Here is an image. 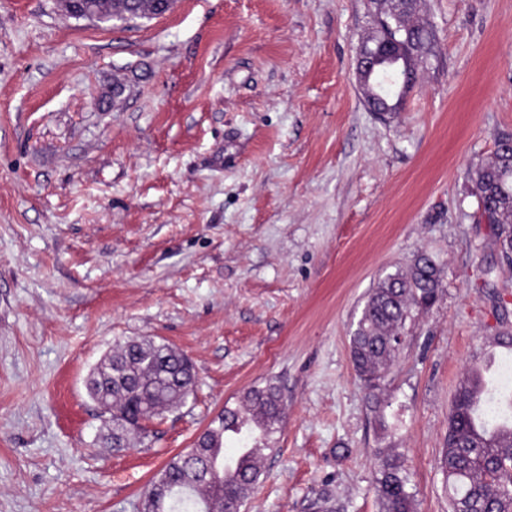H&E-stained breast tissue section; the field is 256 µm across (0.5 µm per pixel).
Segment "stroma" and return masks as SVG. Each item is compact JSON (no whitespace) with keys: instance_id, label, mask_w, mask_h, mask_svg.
<instances>
[{"instance_id":"stroma-1","label":"stroma","mask_w":512,"mask_h":512,"mask_svg":"<svg viewBox=\"0 0 512 512\" xmlns=\"http://www.w3.org/2000/svg\"><path fill=\"white\" fill-rule=\"evenodd\" d=\"M368 3L175 0L100 24L0 0V512H144L170 458L269 380L286 410L247 512H318L322 495L379 512L389 448L416 512H450L456 386L512 325V265L471 181L512 137V0H422L430 51L383 119L355 73ZM423 253L441 290L406 323L382 427L350 336ZM144 336L198 382L118 452L85 380Z\"/></svg>"}]
</instances>
